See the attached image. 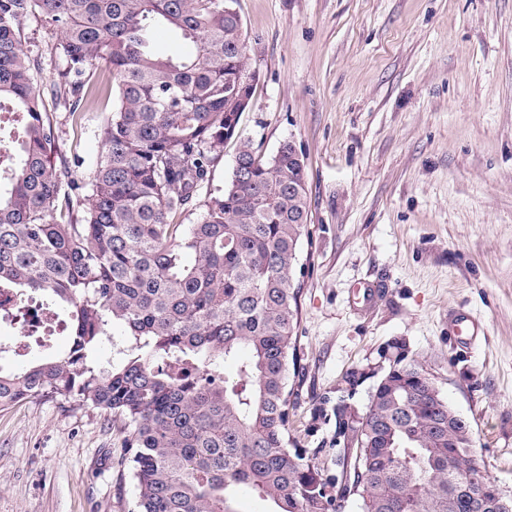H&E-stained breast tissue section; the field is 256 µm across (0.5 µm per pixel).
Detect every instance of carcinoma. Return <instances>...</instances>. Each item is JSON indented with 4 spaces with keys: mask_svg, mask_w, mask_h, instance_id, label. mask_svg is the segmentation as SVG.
Masks as SVG:
<instances>
[{
    "mask_svg": "<svg viewBox=\"0 0 512 512\" xmlns=\"http://www.w3.org/2000/svg\"><path fill=\"white\" fill-rule=\"evenodd\" d=\"M36 13L60 30L67 69L53 91L73 124L84 102L112 95L86 179L40 109L18 27ZM157 22L195 53L154 52ZM245 41L225 0H0V112L23 125L0 137V296L12 302L0 311L37 340L47 325L27 305L37 294L68 336L63 353L0 370V406L50 397L121 421L136 512H237L239 485L273 512H340L350 494L363 512H493L460 494L474 464L470 425L404 357L351 428L341 482H324L295 450L288 374L308 194L289 142L266 158L242 143L202 221L175 223L236 133L242 113L229 104L242 91ZM101 62L111 81L96 86L87 71ZM115 322L122 357L104 365L97 353Z\"/></svg>",
    "mask_w": 512,
    "mask_h": 512,
    "instance_id": "1",
    "label": "carcinoma"
}]
</instances>
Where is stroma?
<instances>
[{"label":"stroma","mask_w":512,"mask_h":512,"mask_svg":"<svg viewBox=\"0 0 512 512\" xmlns=\"http://www.w3.org/2000/svg\"><path fill=\"white\" fill-rule=\"evenodd\" d=\"M256 71L252 105L212 163L241 142L293 141L306 164L290 374V431L339 478L336 406L364 409L396 355L417 361L471 424L481 471L512 493V0H235ZM42 109L87 175L102 151L99 96L72 125L50 86L58 28L21 19ZM477 320L479 336L448 329ZM119 425L51 398L0 408V512H135Z\"/></svg>","instance_id":"obj_1"}]
</instances>
